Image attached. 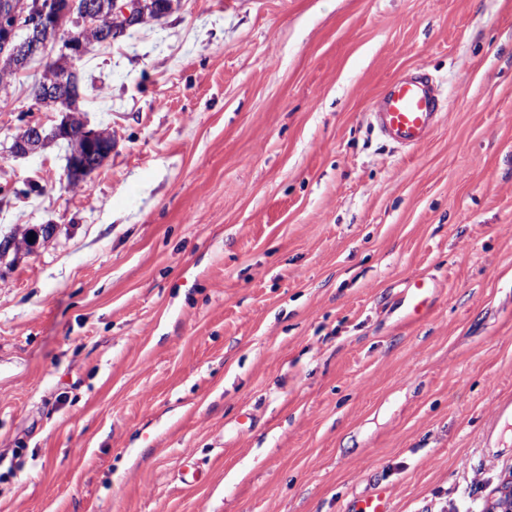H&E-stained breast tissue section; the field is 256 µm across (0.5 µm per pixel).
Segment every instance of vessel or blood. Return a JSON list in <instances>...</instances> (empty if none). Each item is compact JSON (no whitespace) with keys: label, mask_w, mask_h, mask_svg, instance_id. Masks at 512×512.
Segmentation results:
<instances>
[{"label":"vessel or blood","mask_w":512,"mask_h":512,"mask_svg":"<svg viewBox=\"0 0 512 512\" xmlns=\"http://www.w3.org/2000/svg\"><path fill=\"white\" fill-rule=\"evenodd\" d=\"M440 101L427 84L417 78L399 77L385 91L381 112L374 120L391 141L414 148L422 145L440 117ZM430 285L417 280L407 288L404 317L409 321L424 318L428 312ZM352 512H392L391 491L374 486L362 496Z\"/></svg>","instance_id":"b4317fda"}]
</instances>
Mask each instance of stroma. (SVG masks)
Returning <instances> with one entry per match:
<instances>
[{"instance_id": "obj_1", "label": "stroma", "mask_w": 512, "mask_h": 512, "mask_svg": "<svg viewBox=\"0 0 512 512\" xmlns=\"http://www.w3.org/2000/svg\"><path fill=\"white\" fill-rule=\"evenodd\" d=\"M0 512H484L512 473V0H173L81 63L113 149L10 154ZM447 99L403 149L391 79ZM35 184L40 194L14 196ZM432 310L404 323L408 283ZM56 227L52 224H42L36 230V234L25 237L22 241H18L13 236H5L3 239L0 236V259H3L11 249L18 250L22 247L26 249H32L40 236L48 239L55 233ZM29 238H32V242H29ZM351 512H391V490L376 485L362 496Z\"/></svg>"}]
</instances>
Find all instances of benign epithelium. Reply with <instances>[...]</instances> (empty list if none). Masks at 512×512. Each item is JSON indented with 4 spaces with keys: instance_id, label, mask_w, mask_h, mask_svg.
<instances>
[{
    "instance_id": "7a95c632",
    "label": "benign epithelium",
    "mask_w": 512,
    "mask_h": 512,
    "mask_svg": "<svg viewBox=\"0 0 512 512\" xmlns=\"http://www.w3.org/2000/svg\"><path fill=\"white\" fill-rule=\"evenodd\" d=\"M159 13L152 12L150 0H124L117 5L103 0H66L51 8L40 0H0V58L7 74L21 76L32 60H43L42 72L32 87L39 112H63L65 126H51L35 118L19 127L11 153L36 154L56 132L68 141L71 167L87 176L96 171L112 153V133L89 127L72 101L80 99L79 63L96 47L112 44L113 34L145 22ZM94 151V161L87 158ZM54 224H42L36 233L19 241L13 236L0 238V259L10 250L33 248L38 238L48 239ZM486 512H512V478L505 479L494 492Z\"/></svg>"
}]
</instances>
